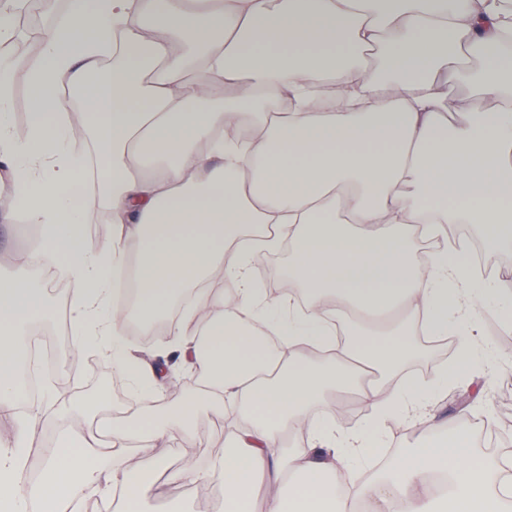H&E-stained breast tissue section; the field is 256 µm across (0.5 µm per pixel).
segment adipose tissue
<instances>
[{
    "label": "adipose tissue",
    "instance_id": "obj_1",
    "mask_svg": "<svg viewBox=\"0 0 512 512\" xmlns=\"http://www.w3.org/2000/svg\"><path fill=\"white\" fill-rule=\"evenodd\" d=\"M511 38L504 0H70L41 33L23 140L10 124L14 61L1 54L0 215L24 211L74 283L75 350L105 347L114 373L148 389L159 373L128 372L123 338L180 304L171 333L197 387L163 422L61 434L31 483L32 408L0 438V512H86L102 487L117 512H142L151 484L123 464L131 437L191 439L203 407L239 423L206 469L217 512H505L512 486L474 464L463 428L445 446L421 438L415 463L387 475L359 463L381 454L391 426L428 418L478 351L481 309L498 305L512 324L511 276L479 277L461 248L415 258L456 224L487 247L512 243ZM466 56L478 66L460 65ZM88 139L99 174L83 202L70 188L87 174L76 146ZM98 212L117 232L95 245L83 230ZM286 243L305 296L261 302L252 263ZM214 279L230 290L212 292ZM356 310L373 317L337 342L336 318ZM391 310L423 335L455 332L458 368L399 378L413 350L405 326L379 336L375 315ZM53 314L36 277L0 278L1 415L24 395L20 336ZM350 389L365 426L313 419L327 391ZM296 432L307 445L291 453Z\"/></svg>",
    "mask_w": 512,
    "mask_h": 512
}]
</instances>
